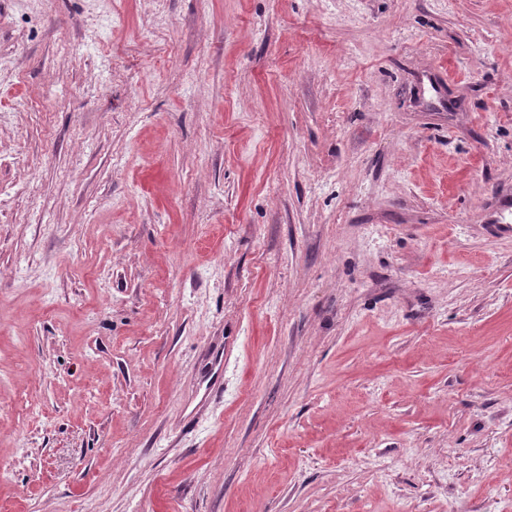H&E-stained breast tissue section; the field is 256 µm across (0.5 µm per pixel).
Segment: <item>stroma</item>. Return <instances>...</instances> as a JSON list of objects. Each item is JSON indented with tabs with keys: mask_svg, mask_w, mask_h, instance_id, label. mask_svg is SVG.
<instances>
[{
	"mask_svg": "<svg viewBox=\"0 0 512 512\" xmlns=\"http://www.w3.org/2000/svg\"><path fill=\"white\" fill-rule=\"evenodd\" d=\"M0 512H512V0H0Z\"/></svg>",
	"mask_w": 512,
	"mask_h": 512,
	"instance_id": "obj_1",
	"label": "stroma"
}]
</instances>
